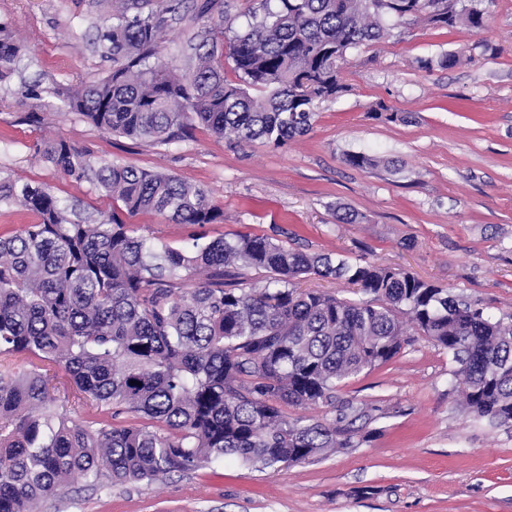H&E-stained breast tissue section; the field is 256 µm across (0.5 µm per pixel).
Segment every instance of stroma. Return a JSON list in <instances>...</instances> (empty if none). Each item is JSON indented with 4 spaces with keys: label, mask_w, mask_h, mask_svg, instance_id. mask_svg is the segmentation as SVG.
Wrapping results in <instances>:
<instances>
[{
    "label": "stroma",
    "mask_w": 512,
    "mask_h": 512,
    "mask_svg": "<svg viewBox=\"0 0 512 512\" xmlns=\"http://www.w3.org/2000/svg\"><path fill=\"white\" fill-rule=\"evenodd\" d=\"M259 3L215 0L207 24L173 21L165 58L185 67L183 50L205 26L235 80L228 30L243 27ZM487 9L489 27L478 35L390 21L384 42L346 52L345 92L281 147L236 144L202 128L160 146L59 108L58 90L97 82L112 67L96 41L107 20L100 0H0V29L23 54L0 84V179L45 185L81 217L101 219L111 198L32 155L37 141L63 137L99 160L160 169L207 190L224 212L204 227L208 238L252 233L397 265L493 316L512 313V0ZM446 53L459 63L435 66ZM38 103L47 108L43 125L19 123ZM348 152L380 163L347 166ZM341 207L357 223H338ZM132 222L174 246L193 232L151 212ZM451 380L447 353L418 337L340 389L377 409L376 434L358 447L277 471L228 460L151 483H78L38 512H512V429L473 422L449 398Z\"/></svg>",
    "instance_id": "obj_1"
}]
</instances>
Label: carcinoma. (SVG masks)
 I'll return each instance as SVG.
<instances>
[{
    "label": "carcinoma",
    "mask_w": 512,
    "mask_h": 512,
    "mask_svg": "<svg viewBox=\"0 0 512 512\" xmlns=\"http://www.w3.org/2000/svg\"><path fill=\"white\" fill-rule=\"evenodd\" d=\"M103 2L111 24L98 39L112 69L60 92L61 103L100 129L154 144L202 126L279 147L345 91L337 62L386 39L387 19L487 28L482 0H261L229 38L235 83L206 30L189 44L186 68L163 57L168 16L184 0ZM20 51L0 38V82ZM33 152L114 205L86 224L47 187L0 180L1 202L39 216L0 237V512H37L76 480L153 481L225 459L278 470L355 448L371 437L356 425L366 410L337 402L338 389L416 336L448 352L461 383L449 394L464 410L512 428V314L494 318L390 265L310 255L264 235L201 236L181 247L146 238L129 222L143 211L199 226L224 211L180 177L99 162L62 137ZM343 162L380 160L349 152ZM248 269L267 273L265 284L245 282ZM312 274L344 280L363 298L300 289ZM320 403L338 413L310 421L286 412ZM103 407L137 423L71 415Z\"/></svg>",
    "instance_id": "carcinoma-1"
}]
</instances>
